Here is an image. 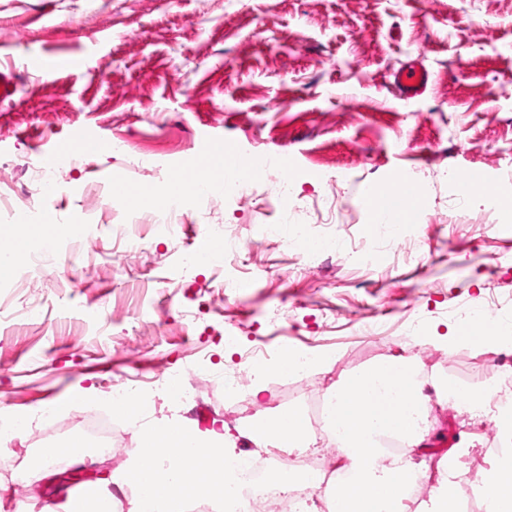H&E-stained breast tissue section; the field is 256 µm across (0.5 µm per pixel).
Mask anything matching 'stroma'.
<instances>
[{"mask_svg":"<svg viewBox=\"0 0 512 512\" xmlns=\"http://www.w3.org/2000/svg\"><path fill=\"white\" fill-rule=\"evenodd\" d=\"M60 56L83 64L50 70ZM413 60L430 81L407 99L393 75ZM1 68L19 82L0 99V183L27 193L29 222L50 212L89 234L59 246L69 280L18 270L4 294L0 411L29 429L0 446V512H39L86 490L66 462L21 486L15 465L83 438L108 389L130 376L184 373L186 395L159 393L152 418L220 421L243 446L238 431L253 418L392 355L413 352L459 380L483 372L474 351L444 338L462 308L512 305V218L485 201L488 189L512 192V0H0ZM78 135L127 151L81 156L59 192L36 194L32 163ZM212 139L288 156L301 172L299 214L316 233L333 222L335 252L309 266L261 245L260 225L274 221L261 190L238 204L220 193L185 201L172 236L155 235L163 188ZM470 170L484 187L456 206L450 193ZM407 173L424 189L416 234L363 267L353 247L367 228L366 186ZM117 175L154 187L155 203L106 199ZM218 227L242 247L231 262L247 285L230 296L223 268L180 261ZM130 236L142 242L131 255ZM230 331L237 345H225ZM280 344L335 365L266 379L263 402L250 384L227 399L219 375L241 351ZM48 406L54 419H40ZM480 431L432 401L414 459L425 471L447 465Z\"/></svg>","mask_w":512,"mask_h":512,"instance_id":"obj_1","label":"stroma"}]
</instances>
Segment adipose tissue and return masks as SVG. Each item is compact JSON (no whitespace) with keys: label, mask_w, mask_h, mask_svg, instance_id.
Instances as JSON below:
<instances>
[{"label":"adipose tissue","mask_w":512,"mask_h":512,"mask_svg":"<svg viewBox=\"0 0 512 512\" xmlns=\"http://www.w3.org/2000/svg\"><path fill=\"white\" fill-rule=\"evenodd\" d=\"M457 395L470 418L485 419L498 430L500 448L492 472L486 512H512V396L496 390L460 389L447 376L417 378L413 358L391 356L348 376L328 394L326 431L346 461L348 477L336 487L330 512H403L405 488L419 471L410 452L427 434L430 398L425 386ZM394 434L407 445L406 454L382 463L381 440ZM248 438L260 448H307L314 439L299 409L278 413L275 421H254ZM235 438L221 428L205 431L184 421H165L143 429L122 479L133 490L130 512H176L188 494L207 500L237 486L236 473L226 471L224 459L234 453ZM109 479L87 493L70 495L43 512H114L116 500Z\"/></svg>","instance_id":"adipose-tissue-1"}]
</instances>
